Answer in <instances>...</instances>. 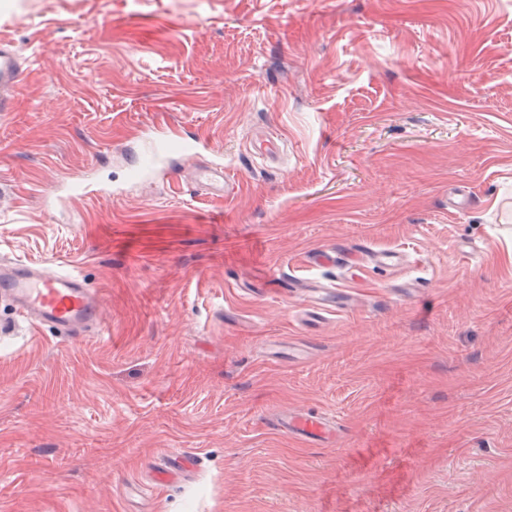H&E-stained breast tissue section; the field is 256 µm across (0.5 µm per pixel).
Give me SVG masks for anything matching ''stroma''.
Segmentation results:
<instances>
[{"instance_id":"1","label":"stroma","mask_w":512,"mask_h":512,"mask_svg":"<svg viewBox=\"0 0 512 512\" xmlns=\"http://www.w3.org/2000/svg\"><path fill=\"white\" fill-rule=\"evenodd\" d=\"M0 41V256L108 325L0 301V512H512V0H0ZM166 128L208 151L131 178ZM360 241L410 262L306 265ZM283 276L366 306L303 324ZM171 449L200 469L141 497ZM21 58L14 45L0 43V112H10L12 108V90L17 84L21 71ZM195 182L211 190L213 195H224L225 199L229 198L236 189L235 181L228 174L224 177V164L198 168L195 173ZM0 299L10 300L37 327L54 328L74 339L90 332L106 337L100 298L73 269L55 271L17 259L1 261ZM270 427L282 434L299 438L309 444H325L339 436V429L331 426L322 414L286 408L275 412Z\"/></svg>"}]
</instances>
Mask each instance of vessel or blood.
I'll list each match as a JSON object with an SVG mask.
<instances>
[{"label":"vessel or blood","mask_w":512,"mask_h":512,"mask_svg":"<svg viewBox=\"0 0 512 512\" xmlns=\"http://www.w3.org/2000/svg\"><path fill=\"white\" fill-rule=\"evenodd\" d=\"M21 58L14 45L0 43V112L12 108V90L21 71ZM198 139H188L172 133L151 137L149 145L130 162L133 177L149 176L162 169L174 150L195 151ZM195 181L217 196H231L235 181L224 174L223 166L198 168ZM371 259L378 265L398 267L403 262L400 252L375 251L359 243L348 248L318 249L307 257L309 266L325 269L351 268L362 259ZM0 299L10 300L17 311L34 325L49 327L60 334L79 339L94 334L104 337L107 325L102 318L98 294L87 288L81 274L72 269L59 271L12 260L0 262ZM270 427L282 434L299 438L309 444L332 442L338 435L324 415L286 408L275 412ZM200 463L195 452L167 451L152 470L153 484L173 486L194 473Z\"/></svg>","instance_id":"b4317fda"}]
</instances>
